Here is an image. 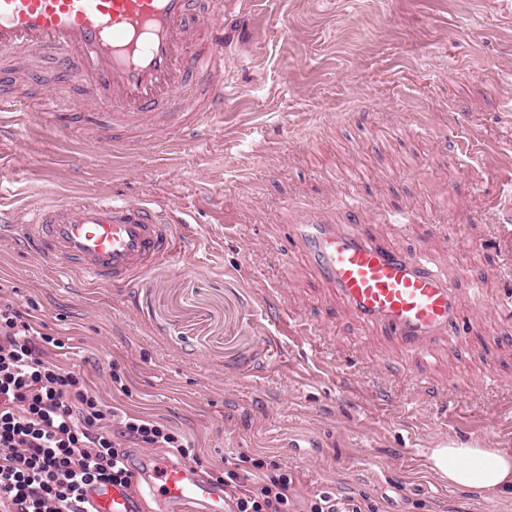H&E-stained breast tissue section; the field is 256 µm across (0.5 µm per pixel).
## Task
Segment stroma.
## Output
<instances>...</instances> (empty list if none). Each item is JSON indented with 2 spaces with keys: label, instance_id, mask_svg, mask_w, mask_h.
Here are the masks:
<instances>
[{
  "label": "stroma",
  "instance_id": "stroma-1",
  "mask_svg": "<svg viewBox=\"0 0 512 512\" xmlns=\"http://www.w3.org/2000/svg\"><path fill=\"white\" fill-rule=\"evenodd\" d=\"M224 122L108 150L41 121L88 95L37 60L0 86L32 125L0 134L10 211L72 195L171 209L178 251L127 288L56 276L0 229V298L74 351L105 407L160 421L215 475L239 458L377 512H512L449 486L430 451L512 450V0H254L230 18ZM424 251L462 300L433 356L358 323L288 236L306 221ZM308 325L307 335L288 327ZM120 375L124 390L112 385Z\"/></svg>",
  "mask_w": 512,
  "mask_h": 512
}]
</instances>
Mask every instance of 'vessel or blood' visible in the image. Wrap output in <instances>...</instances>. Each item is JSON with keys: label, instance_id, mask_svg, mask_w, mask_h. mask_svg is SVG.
<instances>
[{"label": "vessel or blood", "instance_id": "b4317fda", "mask_svg": "<svg viewBox=\"0 0 512 512\" xmlns=\"http://www.w3.org/2000/svg\"><path fill=\"white\" fill-rule=\"evenodd\" d=\"M198 0H0V52L32 51L93 92L84 128L94 143L128 146L160 136L176 142L224 120V21L194 33ZM197 98L171 115L187 81ZM15 234L62 270L128 287L178 247L166 216L146 202L94 198L51 202L15 219ZM290 234L311 269L361 326L380 325L406 349L426 353L446 339L460 297L420 254L333 224H294ZM132 470L145 493L123 484L87 487L88 512H230L223 485L188 462L142 455Z\"/></svg>", "mask_w": 512, "mask_h": 512}]
</instances>
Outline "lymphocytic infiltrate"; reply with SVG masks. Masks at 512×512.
Wrapping results in <instances>:
<instances>
[{
	"label": "lymphocytic infiltrate",
	"mask_w": 512,
	"mask_h": 512,
	"mask_svg": "<svg viewBox=\"0 0 512 512\" xmlns=\"http://www.w3.org/2000/svg\"><path fill=\"white\" fill-rule=\"evenodd\" d=\"M61 346L28 312L0 300V512H83L85 486L133 484L119 443L126 436L192 453L184 437L154 420L122 414L117 432L105 430L104 405L83 375L45 361L47 348ZM240 470L231 464L218 479L232 512H288V475L248 487Z\"/></svg>",
	"instance_id": "f902f5d3"
}]
</instances>
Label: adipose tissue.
<instances>
[{
    "mask_svg": "<svg viewBox=\"0 0 512 512\" xmlns=\"http://www.w3.org/2000/svg\"><path fill=\"white\" fill-rule=\"evenodd\" d=\"M430 461L433 470L447 479L449 485L490 495L512 489L511 451L452 441L448 446L433 449Z\"/></svg>",
    "mask_w": 512,
    "mask_h": 512,
    "instance_id": "ef3b65f1",
    "label": "adipose tissue"
}]
</instances>
